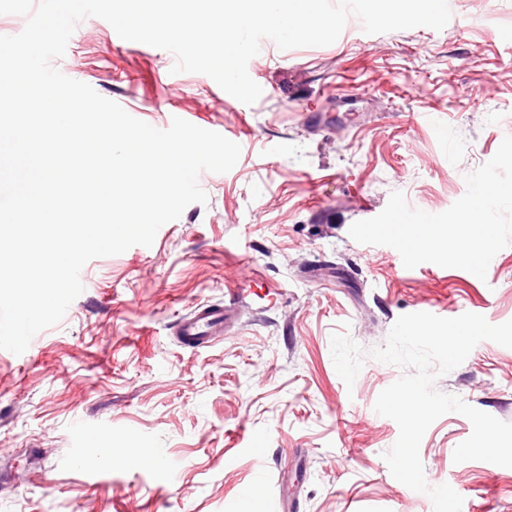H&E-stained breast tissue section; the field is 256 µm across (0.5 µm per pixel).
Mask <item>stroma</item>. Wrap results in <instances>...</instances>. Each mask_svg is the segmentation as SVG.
<instances>
[{
	"label": "stroma",
	"mask_w": 512,
	"mask_h": 512,
	"mask_svg": "<svg viewBox=\"0 0 512 512\" xmlns=\"http://www.w3.org/2000/svg\"><path fill=\"white\" fill-rule=\"evenodd\" d=\"M450 9L439 31L368 34L352 16L332 44H268L248 65L262 88L251 105L172 73L173 54L102 19L77 25L54 62L64 75L155 128L212 126L241 154L203 173L207 202L152 246L88 262L83 292L31 352L0 350V512H433L383 458L399 428L374 404L402 369L366 358L346 388L331 337L349 331L369 350L416 312L512 320V246L480 279L405 268L349 234L394 191L447 210L512 135V0ZM256 276L263 288L220 341L176 342L182 316ZM436 387L512 422V348L479 343ZM471 432L455 412L429 427L428 484H449L462 512H512V468L454 463ZM105 434L127 461L98 459ZM152 450L169 481L143 463Z\"/></svg>",
	"instance_id": "obj_1"
}]
</instances>
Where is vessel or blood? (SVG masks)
Instances as JSON below:
<instances>
[{"mask_svg":"<svg viewBox=\"0 0 512 512\" xmlns=\"http://www.w3.org/2000/svg\"><path fill=\"white\" fill-rule=\"evenodd\" d=\"M244 294V289L236 288L229 292L224 303L197 306L176 325L174 333L177 342L188 348H199L222 337Z\"/></svg>","mask_w":512,"mask_h":512,"instance_id":"obj_1","label":"vessel or blood"}]
</instances>
